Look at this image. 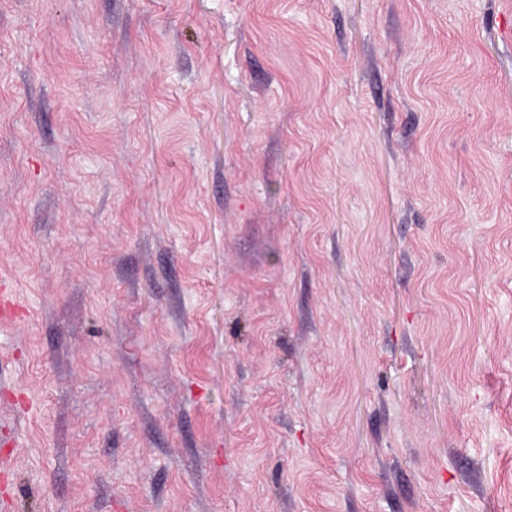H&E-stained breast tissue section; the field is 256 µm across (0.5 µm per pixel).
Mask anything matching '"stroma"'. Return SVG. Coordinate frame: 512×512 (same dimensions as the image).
<instances>
[{
	"label": "stroma",
	"instance_id": "35a3bbf8",
	"mask_svg": "<svg viewBox=\"0 0 512 512\" xmlns=\"http://www.w3.org/2000/svg\"><path fill=\"white\" fill-rule=\"evenodd\" d=\"M0 512H512V0H0Z\"/></svg>",
	"mask_w": 512,
	"mask_h": 512
}]
</instances>
